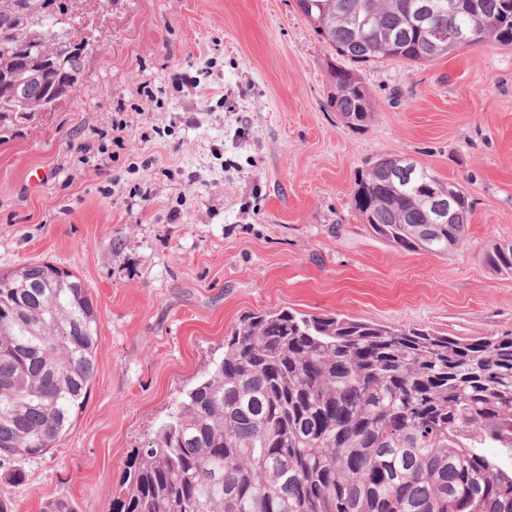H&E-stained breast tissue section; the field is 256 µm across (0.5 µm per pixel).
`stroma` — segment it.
<instances>
[{
	"mask_svg": "<svg viewBox=\"0 0 512 512\" xmlns=\"http://www.w3.org/2000/svg\"><path fill=\"white\" fill-rule=\"evenodd\" d=\"M78 90L0 133V270L48 261L84 282L100 333L90 392L14 512H107L127 453L224 353L250 310L292 308L461 338L512 332V47L362 68L374 112L328 106L341 60L294 0H80ZM404 157L471 202L453 253L374 236L354 192ZM48 171L31 186L29 173ZM482 259L493 271L512 274V243L492 245L484 252Z\"/></svg>",
	"mask_w": 512,
	"mask_h": 512,
	"instance_id": "35a3bbf8",
	"label": "stroma"
}]
</instances>
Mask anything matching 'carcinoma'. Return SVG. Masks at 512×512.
<instances>
[{"instance_id": "carcinoma-1", "label": "carcinoma", "mask_w": 512, "mask_h": 512, "mask_svg": "<svg viewBox=\"0 0 512 512\" xmlns=\"http://www.w3.org/2000/svg\"><path fill=\"white\" fill-rule=\"evenodd\" d=\"M69 0H0V132L56 33H80ZM335 53L366 65L430 63L459 49L512 46V0H295ZM330 108L350 127L373 106L358 71H333ZM43 98L74 94L45 74ZM448 183L399 157L377 159L355 204L376 236L446 255L426 189ZM512 274V243L483 254ZM99 321L83 281L50 262L0 271V458L23 462L73 428L90 391ZM496 449L493 456L485 452ZM43 512H76L67 497ZM108 512H512V333L455 339L295 309L242 315L224 354L127 455Z\"/></svg>"}]
</instances>
